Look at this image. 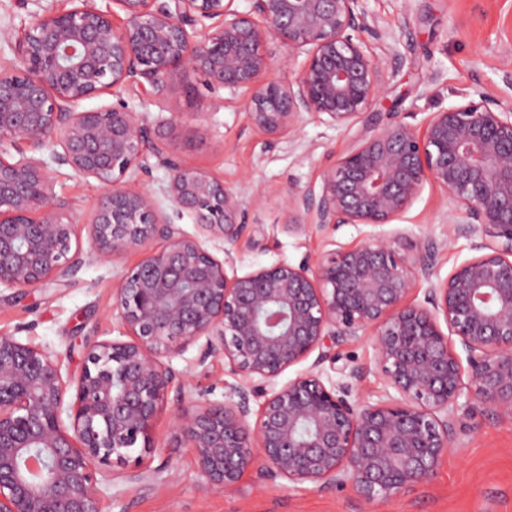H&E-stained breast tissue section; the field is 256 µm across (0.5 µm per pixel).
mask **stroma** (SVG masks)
I'll return each instance as SVG.
<instances>
[{
    "instance_id": "35a3bbf8",
    "label": "stroma",
    "mask_w": 512,
    "mask_h": 512,
    "mask_svg": "<svg viewBox=\"0 0 512 512\" xmlns=\"http://www.w3.org/2000/svg\"><path fill=\"white\" fill-rule=\"evenodd\" d=\"M77 4L0 0V62L14 61L15 37L34 16ZM365 6L405 57L401 68L385 70L387 85L371 106L379 117L393 113L419 129L431 113L460 103L465 92L478 89L496 100H512L504 72L512 61V0H365ZM118 101L144 116L151 129L168 130L182 164L209 172L244 198L263 192L261 203L248 211L250 235L229 249L220 238L206 243L215 257L231 253L238 273L314 259L374 234L373 226L361 224L301 234L285 228L294 214L289 190L319 189L323 170L347 153L363 134V124L344 127L324 115H307L296 133L273 137L250 122L242 99L210 88L198 73L174 76L165 97L131 84L81 101L78 108L96 110ZM175 112L180 118L172 126L168 120ZM42 157L57 197L80 223L90 222L102 192L98 181L58 164L52 150H44ZM168 180V171L157 165L149 173L124 178L128 186L148 192L186 234H197L192 218L171 206ZM448 209L446 192L428 183L401 221L411 238L445 243L438 267L442 276L473 255L469 240L449 239ZM82 250L83 264L65 280L25 290L0 288V335L49 350L63 375L73 380L89 346L122 338L125 327L112 312V290L140 258L130 251L102 260L87 242ZM335 353V363L322 366L326 376L337 381L341 367L361 368V376L351 382L352 399L370 404L386 399L389 388L376 367L372 337L337 345ZM172 365L183 374L186 396L223 400L224 384L232 379L223 357L201 359L194 343ZM177 394L169 392L154 422V449L148 457L154 481L138 480L139 468L132 461L103 468L97 475L101 512H512V415L490 412L479 403L458 411L454 445L429 483L367 506L347 492L283 479L270 483L253 471L233 488L199 492L192 451L182 448L172 455L167 450L174 436Z\"/></svg>"
}]
</instances>
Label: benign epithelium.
I'll list each match as a JSON object with an SVG mask.
<instances>
[{"label": "benign epithelium", "instance_id": "benign-epithelium-1", "mask_svg": "<svg viewBox=\"0 0 512 512\" xmlns=\"http://www.w3.org/2000/svg\"><path fill=\"white\" fill-rule=\"evenodd\" d=\"M231 2L113 0L125 15L117 28L94 0H80L22 28L19 65L0 68V287L68 278L84 261V231L101 259L145 254L112 289L128 339L90 346L76 382L49 351L0 336V512H101L99 469L143 462L179 378L171 361L201 338L200 361L222 355L241 379L225 385L224 402L180 404L174 447L194 452L202 493L255 469L371 505L432 478L453 446L460 398L512 415V103L465 92L421 133L383 123L367 112L385 65L372 44L398 66L404 58L363 0H251L248 13ZM268 36L306 53L287 85L268 79L259 50ZM190 72L248 94V118L268 134L297 131L305 113L365 121L366 134L323 171L320 191L291 195L309 221L288 231L392 224L430 178L448 194V236L468 239L476 255L442 279L445 244L425 238L406 249L407 232L395 228L312 262L227 273L230 250L220 261L204 239L232 244L250 233V202L177 164L170 141L124 103L76 110L123 84L163 97L172 76ZM55 144L60 164L103 185L88 224L65 210L38 156ZM149 156L170 171L166 195L199 235L122 184L148 169ZM423 281V302H411ZM362 336L374 338L378 370L396 392L386 401L362 405L350 383L323 379L332 346ZM313 354L305 372L278 384ZM252 397L262 399L254 422Z\"/></svg>", "mask_w": 512, "mask_h": 512}]
</instances>
